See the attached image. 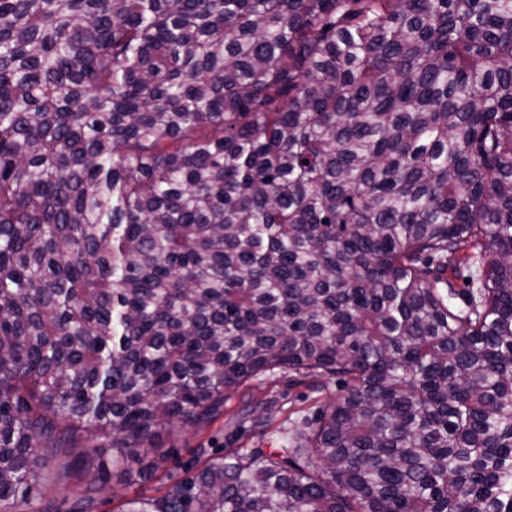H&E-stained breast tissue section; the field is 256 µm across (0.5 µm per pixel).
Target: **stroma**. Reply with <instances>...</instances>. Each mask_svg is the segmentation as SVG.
<instances>
[{
  "label": "stroma",
  "instance_id": "1",
  "mask_svg": "<svg viewBox=\"0 0 512 512\" xmlns=\"http://www.w3.org/2000/svg\"><path fill=\"white\" fill-rule=\"evenodd\" d=\"M336 389L333 382L301 380L278 369L262 373L231 395L223 416L212 425L196 432L175 430L163 435L160 449L171 454L167 469L172 476L179 477L184 468L200 462L203 453L222 455L233 448L253 447L259 440L268 448L282 447L286 432L291 431L295 422L335 398ZM245 408L263 411L269 421L265 434H258L252 423L242 421L241 411ZM89 487L96 490L97 512H119L122 503L137 492L153 494L156 484L151 481L130 485L118 475L101 482L90 472L79 481H60L46 496L56 501L62 512H68L73 500Z\"/></svg>",
  "mask_w": 512,
  "mask_h": 512
}]
</instances>
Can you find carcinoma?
<instances>
[{
    "label": "carcinoma",
    "mask_w": 512,
    "mask_h": 512,
    "mask_svg": "<svg viewBox=\"0 0 512 512\" xmlns=\"http://www.w3.org/2000/svg\"><path fill=\"white\" fill-rule=\"evenodd\" d=\"M274 369L340 393L128 468ZM95 438L121 512H512V0H0V512Z\"/></svg>",
    "instance_id": "1"
}]
</instances>
